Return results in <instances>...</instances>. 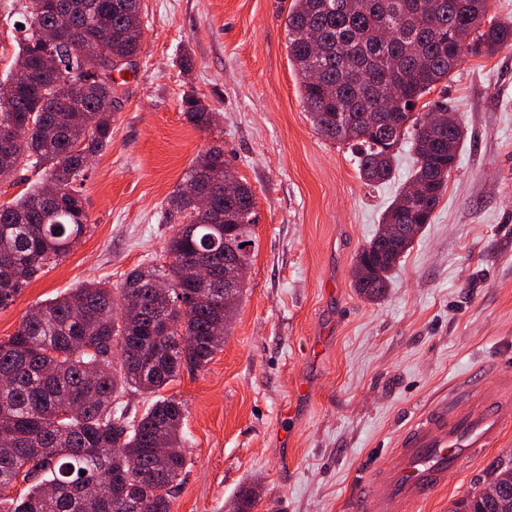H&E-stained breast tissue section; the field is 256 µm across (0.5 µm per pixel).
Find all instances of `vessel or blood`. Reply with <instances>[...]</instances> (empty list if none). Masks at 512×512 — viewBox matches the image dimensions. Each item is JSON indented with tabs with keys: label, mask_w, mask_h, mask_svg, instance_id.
I'll list each match as a JSON object with an SVG mask.
<instances>
[{
	"label": "vessel or blood",
	"mask_w": 512,
	"mask_h": 512,
	"mask_svg": "<svg viewBox=\"0 0 512 512\" xmlns=\"http://www.w3.org/2000/svg\"><path fill=\"white\" fill-rule=\"evenodd\" d=\"M511 427L507 391L491 398L475 384L461 397L433 403L363 476L359 512H416L443 488L448 470L463 467Z\"/></svg>",
	"instance_id": "1"
}]
</instances>
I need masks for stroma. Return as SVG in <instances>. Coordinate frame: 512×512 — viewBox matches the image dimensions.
Returning a JSON list of instances; mask_svg holds the SVG:
<instances>
[{
    "instance_id": "35a3bbf8",
    "label": "stroma",
    "mask_w": 512,
    "mask_h": 512,
    "mask_svg": "<svg viewBox=\"0 0 512 512\" xmlns=\"http://www.w3.org/2000/svg\"><path fill=\"white\" fill-rule=\"evenodd\" d=\"M291 0H142V50L123 80L112 143L81 187L85 234L5 308L0 339L35 305L86 281L121 287L158 262L173 230L162 221L195 158L224 150L251 187L257 246L222 351L164 390L185 406L186 465L172 512H229L258 485L253 512H355L362 474L430 404L470 381H512V48L466 55L425 97L457 113L465 137L430 224L377 301L353 287L356 259L407 186H370L347 145L322 137L289 58ZM30 0H0V79L12 69ZM191 71H182L181 56ZM194 94L214 112L200 129L183 114ZM330 342L311 357L316 333ZM312 393L296 400L299 380ZM296 404L294 420L283 418ZM512 461V429L449 471L416 512H449Z\"/></svg>"
}]
</instances>
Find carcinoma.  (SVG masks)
I'll return each mask as SVG.
<instances>
[{
	"label": "carcinoma",
	"mask_w": 512,
	"mask_h": 512,
	"mask_svg": "<svg viewBox=\"0 0 512 512\" xmlns=\"http://www.w3.org/2000/svg\"><path fill=\"white\" fill-rule=\"evenodd\" d=\"M31 0L25 45L14 62L39 70L37 85L0 97V177L26 165L41 181L0 203V308L11 304L43 268L66 255L84 235L89 217L76 186L88 161L112 142L120 83L91 80L72 54V42L97 35L118 59L141 52V0H62L65 10H37ZM489 0H291L288 49L301 76L300 96L314 128L356 149L367 181L393 177L403 143L417 157L412 181L423 186L418 205L396 198L385 224L430 223L448 184L463 129L430 123L417 102L448 80L462 57L512 47V23L485 21ZM65 26L66 40L47 62L37 38ZM323 80L313 83L310 72ZM79 86L78 93L72 88ZM187 121L211 125L199 98H183ZM235 178L224 151L211 148L193 161L186 184L208 192L227 219L208 221L187 188L170 196L165 222L173 225L160 265L132 270L121 288L87 283L33 308L0 340V485L21 478L16 496L0 495V512H172L171 498L186 457L183 403L161 392L186 368L202 369L224 346V263L250 262L255 249V198L250 187L224 199ZM51 183L63 184L54 196ZM371 239L358 261L369 274L357 292L381 298L410 244L379 263ZM208 256L211 278L195 274ZM181 308L168 313L174 303ZM134 388L156 395L138 420L117 402ZM259 487L243 490L232 512H252ZM450 512H512V468L497 469L480 491L452 503Z\"/></svg>",
	"instance_id": "cac0c4a2"
}]
</instances>
